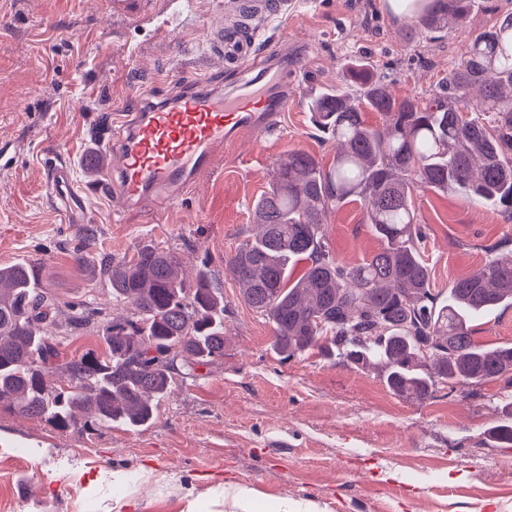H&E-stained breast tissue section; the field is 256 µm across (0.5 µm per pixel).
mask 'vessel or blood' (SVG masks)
I'll return each instance as SVG.
<instances>
[{"label": "vessel or blood", "instance_id": "vessel-or-blood-1", "mask_svg": "<svg viewBox=\"0 0 512 512\" xmlns=\"http://www.w3.org/2000/svg\"><path fill=\"white\" fill-rule=\"evenodd\" d=\"M212 43L237 64L252 57L251 46L225 44L223 32H215ZM287 53V42L268 46L256 73L231 90L207 77L166 100L146 101L140 111L117 114L111 162L84 188L76 187L66 162L51 163L48 196L66 223L93 222L87 205L92 196L106 198L119 219L132 209L160 214L213 169L225 144L277 128L291 101L286 89L300 73L299 62H287ZM270 78L280 93L256 94L255 85Z\"/></svg>", "mask_w": 512, "mask_h": 512}]
</instances>
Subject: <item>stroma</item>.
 Listing matches in <instances>:
<instances>
[{
  "label": "stroma",
  "instance_id": "obj_1",
  "mask_svg": "<svg viewBox=\"0 0 512 512\" xmlns=\"http://www.w3.org/2000/svg\"><path fill=\"white\" fill-rule=\"evenodd\" d=\"M0 0V148L15 163L0 171V266H35L38 286L60 304L62 359L104 353L98 325H70V303L86 301L104 318L130 319L134 306L112 297L108 280L73 260H120L144 245L173 251L194 283L199 267L224 289V356L174 378L152 422L61 429L0 406V512H225L224 484H243L267 501L314 504L317 512H512V447L495 448L490 430L512 403V385L458 380L425 399L395 395L373 369L311 350L283 359L274 328L243 302L224 259L252 233L253 204L276 160L302 149L323 163L336 153L307 104L324 86L350 81L365 57L370 79L403 98H432L458 63L471 33L512 12V0H473L461 24L419 35L410 18L382 0H301L288 21L259 18L258 47L287 38L305 78L276 135L225 146L160 219L133 213L114 221L109 202L92 201L96 220L66 224L47 198V166L62 149L77 182L95 180L90 156L113 132L112 117L136 111L146 95L168 96L202 76L223 77L206 41L226 0ZM427 231L431 286L485 262V248L512 238V217L434 191L415 196ZM337 257L360 264L376 251L359 203L324 216ZM485 346L512 345V306L472 324ZM125 482L112 481L114 471Z\"/></svg>",
  "mask_w": 512,
  "mask_h": 512
}]
</instances>
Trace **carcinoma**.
Instances as JSON below:
<instances>
[{"label":"carcinoma","instance_id":"obj_1","mask_svg":"<svg viewBox=\"0 0 512 512\" xmlns=\"http://www.w3.org/2000/svg\"><path fill=\"white\" fill-rule=\"evenodd\" d=\"M470 0H442L420 17L421 32L460 21ZM355 85L325 89L309 102L316 128L336 141L330 166L301 149L276 160L271 183L253 205L256 232L225 258L244 302L273 325L274 348L285 358L315 347L378 369L400 396L423 399L439 381L477 383L512 374V346L476 343L470 323L512 305V249L486 250L481 270L448 285L441 301L424 259L425 226L414 195L431 190L512 215V13L470 37L448 70L440 94L425 101L395 97L386 85L351 68ZM377 112L372 125L363 113ZM361 205L380 248L358 265L341 262L327 243L323 215ZM307 262L296 280L288 266ZM98 274L112 298L129 299L133 319L102 324L106 352L60 362L51 326L55 299L35 287L28 264L0 267V406L44 417L59 428L113 422L140 427L155 400L172 393L177 360L196 365L224 356V292L202 270L193 285L175 255L145 245L130 259L109 260ZM70 324L100 315L70 305ZM60 384L46 381L49 371ZM512 444V411L491 431Z\"/></svg>","mask_w":512,"mask_h":512}]
</instances>
